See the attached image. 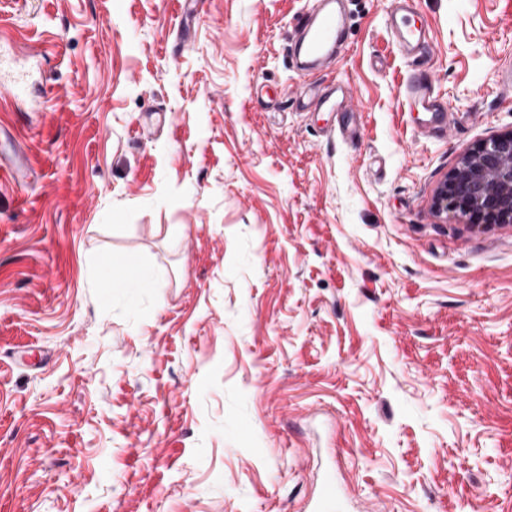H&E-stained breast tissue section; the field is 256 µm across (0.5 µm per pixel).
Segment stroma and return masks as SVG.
<instances>
[{"instance_id": "1", "label": "stroma", "mask_w": 512, "mask_h": 512, "mask_svg": "<svg viewBox=\"0 0 512 512\" xmlns=\"http://www.w3.org/2000/svg\"><path fill=\"white\" fill-rule=\"evenodd\" d=\"M310 5L0 0L39 50L0 112V512H308L330 468L342 512H512V224L431 208L512 129V0H416L414 60L348 0L314 80L354 141L297 106ZM421 68L446 131L402 102ZM106 257L160 279L99 287ZM297 100L303 108L343 113L347 120L339 125L341 135L350 140H356L360 135L357 117L361 109L353 103V91L347 82L339 81L320 89H315L312 82L307 83L301 87Z\"/></svg>"}]
</instances>
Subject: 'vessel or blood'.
Listing matches in <instances>:
<instances>
[{"label": "vessel or blood", "instance_id": "vessel-or-blood-1", "mask_svg": "<svg viewBox=\"0 0 512 512\" xmlns=\"http://www.w3.org/2000/svg\"><path fill=\"white\" fill-rule=\"evenodd\" d=\"M341 0H321L320 6L311 8L298 22L300 37L296 53L300 59L299 74L303 77L320 72H330L344 45L345 17L339 4ZM414 0H392L388 14V29L394 45L401 53L415 56L426 52L431 34L426 25L414 19ZM402 101L430 113L432 120H443L446 108L435 91L431 73L409 75L401 88ZM300 105L307 109L334 110L343 113L340 126L343 137L354 140L360 134L359 106L353 102L351 86L339 81L323 88L306 82L298 96ZM336 505V485L332 478L321 482L314 502L313 512H333Z\"/></svg>", "mask_w": 512, "mask_h": 512}]
</instances>
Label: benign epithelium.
Here are the masks:
<instances>
[{"mask_svg": "<svg viewBox=\"0 0 512 512\" xmlns=\"http://www.w3.org/2000/svg\"><path fill=\"white\" fill-rule=\"evenodd\" d=\"M433 208L476 226L512 224V130L460 156L439 184Z\"/></svg>", "mask_w": 512, "mask_h": 512, "instance_id": "benign-epithelium-1", "label": "benign epithelium"}]
</instances>
